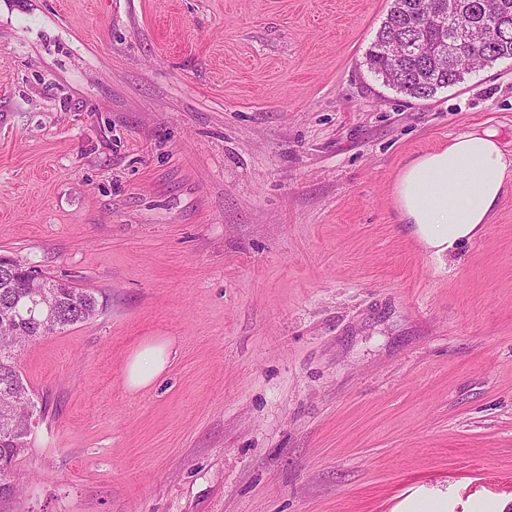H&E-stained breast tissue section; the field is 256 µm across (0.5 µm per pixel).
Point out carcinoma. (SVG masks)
Segmentation results:
<instances>
[{
	"label": "carcinoma",
	"mask_w": 512,
	"mask_h": 512,
	"mask_svg": "<svg viewBox=\"0 0 512 512\" xmlns=\"http://www.w3.org/2000/svg\"><path fill=\"white\" fill-rule=\"evenodd\" d=\"M450 0H392L366 55L382 83L424 100L464 81L471 70L452 62L441 67L437 17ZM459 12L449 28L482 21L481 0H456ZM498 30L482 43H464L458 53L476 56L481 66L512 58V0H499ZM100 311L94 290L47 275L29 279L27 263L0 259V501L20 493L13 467L30 450L37 404L23 381L19 359L25 345L94 319Z\"/></svg>",
	"instance_id": "obj_1"
}]
</instances>
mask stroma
<instances>
[{"label":"stroma","mask_w":512,"mask_h":512,"mask_svg":"<svg viewBox=\"0 0 512 512\" xmlns=\"http://www.w3.org/2000/svg\"><path fill=\"white\" fill-rule=\"evenodd\" d=\"M390 6L0 0V254L103 303L23 353L0 512H512V186L442 263L393 201L454 137L512 154V59L411 99ZM168 363V348L162 342L147 343L134 352L126 366L128 386L138 390L151 384Z\"/></svg>","instance_id":"1"}]
</instances>
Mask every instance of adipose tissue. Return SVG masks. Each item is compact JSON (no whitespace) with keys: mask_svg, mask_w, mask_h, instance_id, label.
<instances>
[{"mask_svg":"<svg viewBox=\"0 0 512 512\" xmlns=\"http://www.w3.org/2000/svg\"><path fill=\"white\" fill-rule=\"evenodd\" d=\"M511 173L512 158L492 133L463 134L404 166L395 188L397 211L421 245L441 259L490 223ZM167 363L164 343L140 347L126 366L129 387L151 384Z\"/></svg>","mask_w":512,"mask_h":512,"instance_id":"ef3b65f1","label":"adipose tissue"}]
</instances>
